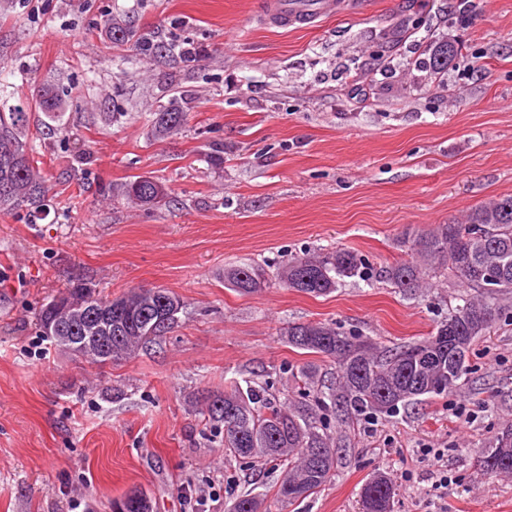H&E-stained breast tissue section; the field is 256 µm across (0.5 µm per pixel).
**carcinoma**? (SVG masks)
<instances>
[{"mask_svg": "<svg viewBox=\"0 0 512 512\" xmlns=\"http://www.w3.org/2000/svg\"><path fill=\"white\" fill-rule=\"evenodd\" d=\"M104 38L116 46L129 42L150 48L136 36L131 23L121 16L105 20ZM458 53L448 36L424 51L420 64L442 78L448 62ZM35 103L53 134L67 132L62 123L64 102L51 87L37 90ZM186 113L172 105L153 113L151 135L158 139L180 134ZM30 116L21 106L0 111V212L27 207L36 214L45 206L46 186L32 158L27 140ZM127 199L140 206L166 203L165 187L138 177L124 184ZM411 259L388 264L380 278L405 292L433 287L434 280L448 274L472 293L448 311L431 335L395 352L381 350L360 336L339 331L328 323L307 322L288 326V344L305 354H316L336 364V385L311 392L316 368L306 364L296 372L303 383V397L284 398L277 405L265 389L252 381L233 380L218 395L203 397L200 414L208 423L224 429V454L263 465L270 459L288 458V467L277 490V501L290 504L313 495L329 478L336 462L334 441L318 425L316 411H335L343 416H385L400 403L414 404L431 395L456 388L467 374L468 356L476 339L505 315L500 297L512 294V195L488 199L466 216L465 222L435 224L421 232L410 247ZM287 288L311 296H326L348 279L369 282L374 273L357 253L339 249L292 256L278 271ZM268 283L259 264L247 263L224 270V284L241 295L260 292ZM79 310L90 305L112 304V359L135 357L161 343L183 323L187 304L174 292L133 288L119 297L96 295L84 283L73 284L45 305L37 319L39 335L58 316L57 303ZM458 328L452 345L445 336L448 327ZM412 352L425 355L413 363ZM480 467L489 475L512 474V427L499 432L485 450ZM394 488L385 476L367 481L361 492V512H391ZM261 502L245 494L229 512H259Z\"/></svg>", "mask_w": 512, "mask_h": 512, "instance_id": "cac0c4a2", "label": "carcinoma"}]
</instances>
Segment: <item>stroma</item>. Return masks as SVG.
I'll list each match as a JSON object with an SVG mask.
<instances>
[{
    "mask_svg": "<svg viewBox=\"0 0 512 512\" xmlns=\"http://www.w3.org/2000/svg\"><path fill=\"white\" fill-rule=\"evenodd\" d=\"M262 2L0 9V106L27 103L49 188L42 220L0 213V512H112L136 489L154 512L273 497L281 467L225 457L200 395L252 376L294 398L292 376L310 362L333 383L335 363L290 347L288 324L333 323L391 349L429 335L461 292L452 277L412 296L376 279L316 298L281 284L278 267L346 249L377 269L407 258L406 238L512 195V0H354V13L302 30L262 23ZM112 14L168 55L105 48ZM444 35L458 54L440 85L417 61ZM43 86L66 102V137L47 135L32 103ZM174 100L183 130L157 140L152 114ZM138 176L164 185L169 204L123 197ZM253 262L267 288L225 287L226 268ZM79 281L108 298L166 288L188 315L161 350L92 364L37 333L41 306ZM320 422L336 441L334 476L270 512H359L377 474L394 486L393 512H512V476L479 467L512 426V323L476 340L452 393ZM443 467L456 479L444 494L433 485Z\"/></svg>",
    "mask_w": 512,
    "mask_h": 512,
    "instance_id": "1",
    "label": "stroma"
}]
</instances>
